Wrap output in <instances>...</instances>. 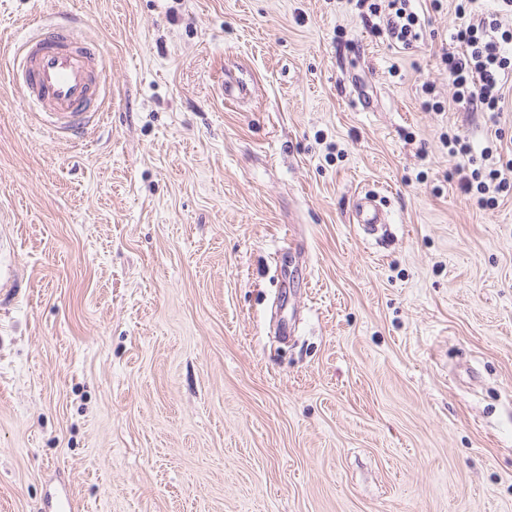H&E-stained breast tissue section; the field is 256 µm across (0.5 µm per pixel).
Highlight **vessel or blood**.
Returning a JSON list of instances; mask_svg holds the SVG:
<instances>
[{
  "instance_id": "1",
  "label": "vessel or blood",
  "mask_w": 512,
  "mask_h": 512,
  "mask_svg": "<svg viewBox=\"0 0 512 512\" xmlns=\"http://www.w3.org/2000/svg\"><path fill=\"white\" fill-rule=\"evenodd\" d=\"M18 74L25 79L22 96L35 107L44 126L57 137L78 140L76 120L91 102L97 79L105 72L103 48L67 25L41 28L18 47ZM351 223L372 235L387 217L372 193L358 195Z\"/></svg>"
}]
</instances>
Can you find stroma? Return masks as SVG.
Listing matches in <instances>:
<instances>
[{"label": "stroma", "instance_id": "obj_1", "mask_svg": "<svg viewBox=\"0 0 512 512\" xmlns=\"http://www.w3.org/2000/svg\"><path fill=\"white\" fill-rule=\"evenodd\" d=\"M424 6L399 50L351 0H0L102 41L109 105L52 141L0 55V512H512V195L443 144L512 112L455 109ZM510 173V177H509ZM458 175V183L460 188L467 194H472L476 199L478 207L491 205L495 197H487L492 193H509L512 190V158L508 159L505 164L502 163L501 169L491 168L483 179L480 168H473L460 165L456 169ZM350 222L358 224L360 231L366 235H374L382 224H388L385 213L376 204V195L369 192L358 195L354 201Z\"/></svg>", "mask_w": 512, "mask_h": 512}]
</instances>
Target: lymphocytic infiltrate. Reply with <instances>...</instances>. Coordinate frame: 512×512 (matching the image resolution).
Returning <instances> with one entry per match:
<instances>
[{"label": "lymphocytic infiltrate", "mask_w": 512, "mask_h": 512, "mask_svg": "<svg viewBox=\"0 0 512 512\" xmlns=\"http://www.w3.org/2000/svg\"><path fill=\"white\" fill-rule=\"evenodd\" d=\"M460 23L441 44V62L448 73L452 102L463 112L504 111L505 86L512 81V29L503 18L512 15V0H498L495 10L483 0H456ZM361 18H375L374 31L390 44L408 49L421 38L422 23L414 0H355ZM460 188L476 199L477 206L491 205L492 194L512 191V158L501 167L481 173L458 166Z\"/></svg>", "instance_id": "obj_1"}]
</instances>
